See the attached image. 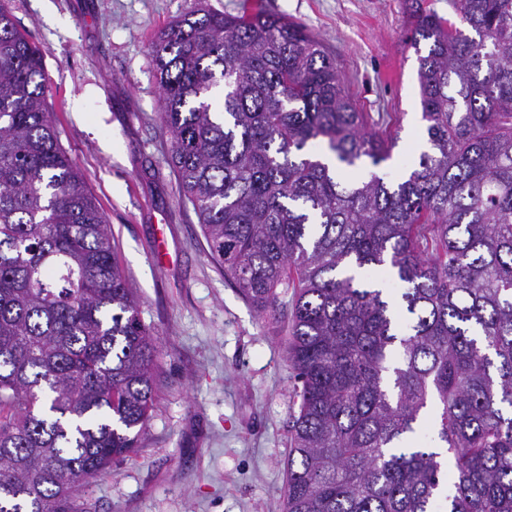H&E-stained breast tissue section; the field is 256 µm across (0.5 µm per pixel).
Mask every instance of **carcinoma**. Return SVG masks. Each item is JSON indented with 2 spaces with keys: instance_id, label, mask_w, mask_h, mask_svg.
Here are the masks:
<instances>
[{
  "instance_id": "cac0c4a2",
  "label": "carcinoma",
  "mask_w": 512,
  "mask_h": 512,
  "mask_svg": "<svg viewBox=\"0 0 512 512\" xmlns=\"http://www.w3.org/2000/svg\"><path fill=\"white\" fill-rule=\"evenodd\" d=\"M408 9L427 148L388 181L395 139L296 22L197 9L150 46L210 258L262 315L293 292L285 512H512V0ZM45 83L0 7V512H86L74 491L155 401L156 340Z\"/></svg>"
}]
</instances>
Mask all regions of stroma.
<instances>
[{
    "label": "stroma",
    "instance_id": "35a3bbf8",
    "mask_svg": "<svg viewBox=\"0 0 512 512\" xmlns=\"http://www.w3.org/2000/svg\"><path fill=\"white\" fill-rule=\"evenodd\" d=\"M248 0H5L44 52L46 102L60 147L112 230L117 261L159 346L156 395L135 454L78 494L89 512H285L286 461L299 400L284 325L262 318L206 253L198 216L169 166L149 45L203 6ZM321 41L346 90L396 139L380 175L396 179L423 148L406 0H260Z\"/></svg>",
    "mask_w": 512,
    "mask_h": 512
}]
</instances>
